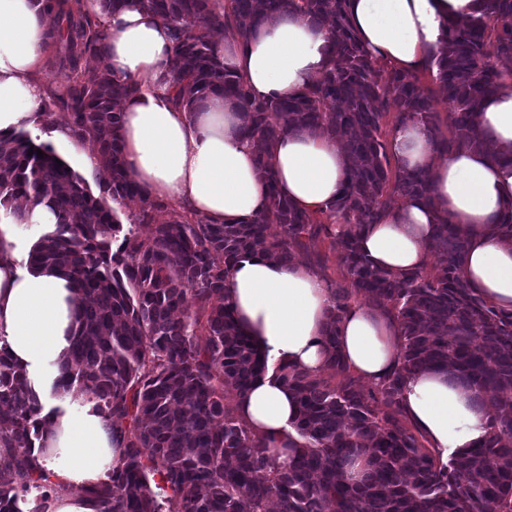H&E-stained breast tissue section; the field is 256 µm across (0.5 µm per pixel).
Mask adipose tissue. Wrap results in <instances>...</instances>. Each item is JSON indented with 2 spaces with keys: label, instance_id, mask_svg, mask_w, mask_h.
<instances>
[{
  "label": "adipose tissue",
  "instance_id": "obj_1",
  "mask_svg": "<svg viewBox=\"0 0 512 512\" xmlns=\"http://www.w3.org/2000/svg\"><path fill=\"white\" fill-rule=\"evenodd\" d=\"M477 0H349L351 19L368 53L382 65L424 72L443 41L448 18L466 20ZM108 32L100 60L115 78L140 90L122 99L123 155L131 177L156 197L213 221L253 220L267 207L258 149L239 131L240 111L221 97L192 110L177 107L158 81L166 67L171 24L130 9L101 19ZM329 30L291 13L261 28L248 42L215 40L216 53L257 99L298 92L328 66ZM48 22L39 0H0V131L34 119L46 91L41 78ZM478 130L500 153L512 152V87L486 99ZM389 148L399 168L426 173L429 198H405L364 225L359 247L376 265L402 275L430 266L429 243L441 219L468 240L461 277L499 310L512 311V240L496 231L512 208V168L484 151L435 153L422 129L395 130ZM270 163L282 193L297 207L323 212L340 196L350 165L327 135L293 130L273 145ZM20 225L0 224V346L22 367L42 411L41 453L50 481L90 487L106 481L122 441L94 401L73 390L53 396L58 367L78 329V301L61 276L30 270L31 243ZM225 291L237 326L266 355L269 374L234 401L235 411L278 461L299 447L296 402L275 375L289 365L316 374L328 351L323 331L331 307L326 281L298 262L267 257L238 262ZM397 322L370 302L352 304L338 327L337 346L351 372L374 384L399 358ZM406 421L441 458L474 446L490 417L477 393L444 371H420L403 389Z\"/></svg>",
  "mask_w": 512,
  "mask_h": 512
}]
</instances>
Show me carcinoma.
Returning a JSON list of instances; mask_svg holds the SVG:
<instances>
[{"mask_svg":"<svg viewBox=\"0 0 512 512\" xmlns=\"http://www.w3.org/2000/svg\"><path fill=\"white\" fill-rule=\"evenodd\" d=\"M480 2L469 20L447 21L433 66L405 74L375 65L348 0H99L105 14L140 8L171 22L163 81L175 89L177 106L222 96L242 112V136L267 148L293 129L343 145L350 167L329 213L296 208L263 153L267 209L237 224L199 215L159 220L171 205L130 177L122 153L117 101L139 84H118L105 70L81 80L80 60L99 54L107 33L90 16L45 0L55 45L49 63L71 71L64 92L50 89L47 97L67 111L72 138L91 146L109 180L95 194L69 164H56L50 145L23 129L0 132V207L18 224L26 215L10 207L15 200L44 205L57 219L39 236L28 266L63 272L80 298L79 330L56 391L89 394L122 437L119 464L93 490L100 512H269L272 504L276 512H512V312L461 279L467 241L446 220L435 225L430 270L397 276L357 246L361 227L376 223L395 197L430 199L426 174L394 162V130L423 128L440 154L485 149L477 113L512 80L501 66L512 61V0ZM295 10L330 29V66L300 92L256 100L215 56L208 33L222 29L245 42ZM440 97L454 110L448 125ZM128 200L139 210L125 224L120 212ZM322 236L342 268L330 286L324 331L330 377L282 369L303 438L282 465L224 397L245 394L267 371L265 355L235 325L224 279L242 259L290 262ZM360 298L384 307L400 329L397 366L365 391L336 345L341 317ZM430 369L451 370L491 408L489 436L446 463L403 415L406 379ZM41 409L26 373L1 346L0 462L15 480H0V512H48L53 500L33 453ZM359 457L365 469L349 480L344 468Z\"/></svg>","mask_w":512,"mask_h":512,"instance_id":"cac0c4a2","label":"carcinoma"}]
</instances>
